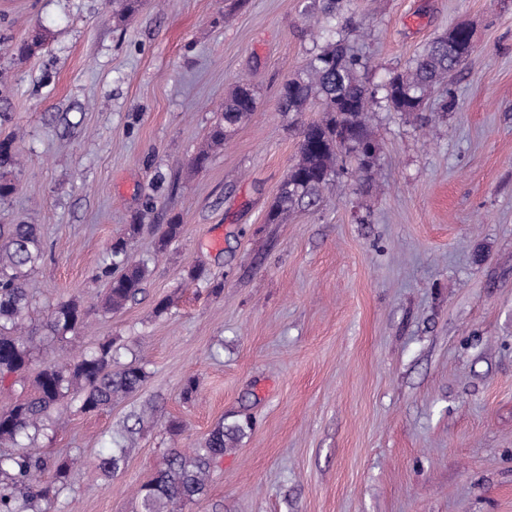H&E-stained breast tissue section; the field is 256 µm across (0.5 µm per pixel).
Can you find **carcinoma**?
Returning a JSON list of instances; mask_svg holds the SVG:
<instances>
[{"label":"carcinoma","mask_w":512,"mask_h":512,"mask_svg":"<svg viewBox=\"0 0 512 512\" xmlns=\"http://www.w3.org/2000/svg\"><path fill=\"white\" fill-rule=\"evenodd\" d=\"M341 4L342 0H311L306 6L314 25L322 30L321 44L305 68L283 83L279 109L285 114L298 113L317 104L323 117L302 127L297 161L270 206L269 224L278 223L292 209L316 205L340 175L339 158L352 155L360 159L364 147L376 153L369 113L377 108L404 114L422 111L430 91L448 82L473 51L465 40L453 41L447 32L432 41L404 71L390 73L385 83L373 88L364 80L371 62L350 46ZM140 6L141 0H112L113 18L125 21ZM45 41L43 33H35L16 47L15 58L26 60L37 55ZM255 105L251 84L238 82L210 128L207 148L191 158V167L203 168L209 149L224 145ZM19 167L14 138L0 139V202L16 192ZM139 229L138 224L129 225L128 239L112 243L110 263L101 268L100 275L109 280L106 312L123 309L143 290L148 268L129 249V240ZM182 231L183 225L176 221L162 225L157 251L165 252ZM45 254L38 225L0 224V376L22 375L34 361L35 331L26 324L32 307L29 280ZM88 317L89 312L78 303L63 300L49 310L43 328L65 339L83 328ZM112 345L111 341L102 342L71 363H44L34 394L0 412V447L14 449L0 455V512H47L56 499V483L67 477L69 460L37 455L27 442L43 430L44 417L69 393L82 394L79 411L87 413L108 408L144 386L147 372L142 365L129 362L113 368ZM242 434L239 427L220 422L192 452L170 450L153 478L138 491L141 512H181L186 504L199 501L206 492L211 466ZM126 458V447L111 448L98 458L97 466L110 476L120 470ZM49 470L55 476L50 483L42 480Z\"/></svg>","instance_id":"obj_1"}]
</instances>
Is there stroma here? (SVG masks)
<instances>
[{"label":"stroma","mask_w":512,"mask_h":512,"mask_svg":"<svg viewBox=\"0 0 512 512\" xmlns=\"http://www.w3.org/2000/svg\"><path fill=\"white\" fill-rule=\"evenodd\" d=\"M308 2L149 0L119 25L110 0H0V112L22 160L0 224L39 225L48 249L28 320L62 299L91 310L66 340L37 337L36 355L109 340L148 375L111 408L68 397L47 420L32 452L71 461L50 512H139L167 449L220 422L244 433L183 512H512V0H347L370 85L456 24L476 49L428 111L375 112L371 175L348 162L315 206L270 224L299 127L320 116L278 107L319 41ZM35 30L41 53L15 61ZM242 78L255 112L193 171ZM174 220L181 238L157 252ZM130 224L144 289L97 312L95 274ZM193 266L210 280L187 282ZM147 407L104 476L98 457Z\"/></svg>","instance_id":"35a3bbf8"}]
</instances>
